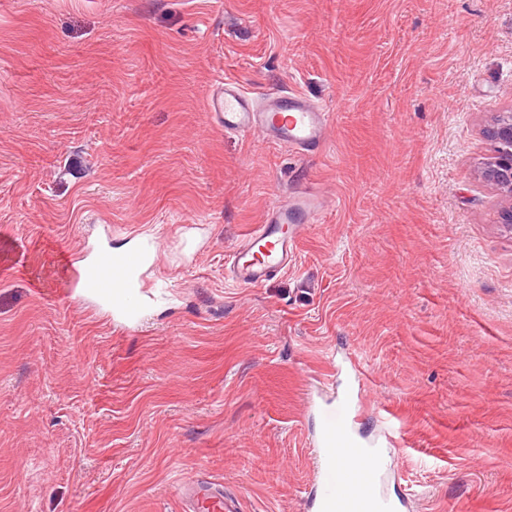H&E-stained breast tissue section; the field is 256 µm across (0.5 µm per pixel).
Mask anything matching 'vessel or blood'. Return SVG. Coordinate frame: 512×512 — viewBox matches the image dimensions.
I'll return each mask as SVG.
<instances>
[{
	"label": "vessel or blood",
	"mask_w": 512,
	"mask_h": 512,
	"mask_svg": "<svg viewBox=\"0 0 512 512\" xmlns=\"http://www.w3.org/2000/svg\"><path fill=\"white\" fill-rule=\"evenodd\" d=\"M210 122L224 131L246 138L284 145L310 155L326 143L331 114L311 104L301 94L278 91L257 98L238 83L217 81L204 99ZM323 206L319 194L297 192L292 203L273 206L265 224L250 232L238 249L226 258L224 272L239 285L255 286L284 271L298 247L297 234L284 227L299 216L314 218ZM152 252L134 248L105 252L86 262L78 274L82 289L105 303H115L127 321H135L145 306L139 273ZM317 446L316 478L319 492L310 502L312 512H395L394 502L382 489L387 462L383 453H367L351 431L348 401L321 413ZM349 456L361 464L344 478L336 476L337 459ZM184 512H234V501L222 488L196 480L182 490Z\"/></svg>",
	"instance_id": "1"
}]
</instances>
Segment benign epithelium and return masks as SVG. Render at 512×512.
Returning a JSON list of instances; mask_svg holds the SVG:
<instances>
[{
    "label": "benign epithelium",
    "mask_w": 512,
    "mask_h": 512,
    "mask_svg": "<svg viewBox=\"0 0 512 512\" xmlns=\"http://www.w3.org/2000/svg\"><path fill=\"white\" fill-rule=\"evenodd\" d=\"M485 134L491 151L480 176L504 198L496 223L512 232V111L498 113Z\"/></svg>",
    "instance_id": "benign-epithelium-1"
}]
</instances>
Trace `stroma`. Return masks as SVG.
Returning <instances> with one entry per match:
<instances>
[{"label": "stroma", "instance_id": "obj_1", "mask_svg": "<svg viewBox=\"0 0 512 512\" xmlns=\"http://www.w3.org/2000/svg\"><path fill=\"white\" fill-rule=\"evenodd\" d=\"M333 114L303 157L206 122L215 79ZM512 109V0H0V512H306L317 410L398 512H512V234L478 172ZM325 210L259 286L224 259ZM153 240L136 323L62 260ZM322 206L319 194L307 189L297 192L291 204L273 206L265 224L250 232L238 249L226 258L225 277L239 285L256 286L288 269L304 224H294L290 235L284 232L285 224H292L300 215L313 219ZM185 512H233L234 501L224 495V489L203 480L187 483L182 490Z\"/></svg>", "mask_w": 512, "mask_h": 512}]
</instances>
